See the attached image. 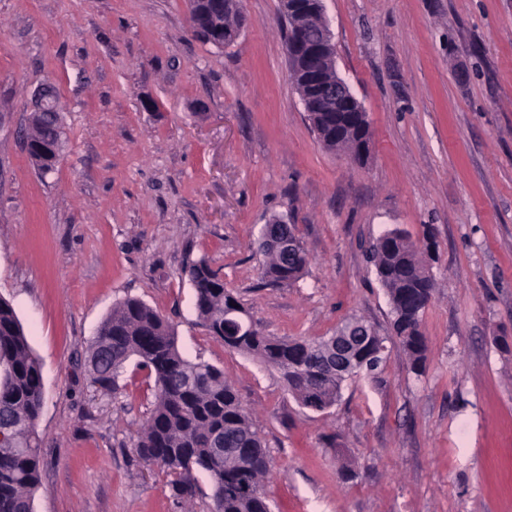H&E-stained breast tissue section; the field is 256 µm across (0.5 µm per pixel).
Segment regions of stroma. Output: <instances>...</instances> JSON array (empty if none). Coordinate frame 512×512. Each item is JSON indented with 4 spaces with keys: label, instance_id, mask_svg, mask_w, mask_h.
Segmentation results:
<instances>
[{
    "label": "stroma",
    "instance_id": "1",
    "mask_svg": "<svg viewBox=\"0 0 512 512\" xmlns=\"http://www.w3.org/2000/svg\"><path fill=\"white\" fill-rule=\"evenodd\" d=\"M243 12L217 46L187 0H0V297L42 367L35 512L213 510L205 472L187 506L137 456L154 401L137 359L118 392L90 376L89 344L128 297L223 369L269 453L271 512H512V0H325L370 122L362 165L313 131L279 0ZM49 87L61 151L45 174L23 134ZM278 217L309 258L288 286L262 278L257 237ZM393 228L434 256L419 375L367 259ZM202 257L264 334L359 318L386 362L304 407L199 322L184 269Z\"/></svg>",
    "mask_w": 512,
    "mask_h": 512
}]
</instances>
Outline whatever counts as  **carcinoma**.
<instances>
[{
	"label": "carcinoma",
	"instance_id": "1",
	"mask_svg": "<svg viewBox=\"0 0 512 512\" xmlns=\"http://www.w3.org/2000/svg\"><path fill=\"white\" fill-rule=\"evenodd\" d=\"M193 2L197 35L210 43L211 33L243 18L242 0H222L218 10L212 0ZM30 128L38 143L57 137L42 121H32ZM263 257V279L274 285L295 283L308 264L302 248L289 265L271 251ZM369 259L388 297L395 335L418 372L427 351L420 317L435 290L432 276L425 274V254L395 228L372 243ZM186 273L195 292L197 318L213 336L224 339V278L204 258L189 265ZM332 341L331 336L279 339L255 329L236 350L277 369L303 405L317 400L324 410L338 401L346 381L372 374L388 357L386 349L368 354L351 375L341 376L316 364ZM134 356L154 378L155 389L153 409L135 444L138 456L173 474L174 496L185 502L196 495L193 471L202 470L213 485L214 512H269L263 485L270 459L224 370L185 359L175 327L145 302L126 298L112 307L91 342L89 364L95 382L118 391L122 370ZM43 399L39 359L13 306L0 297V426L7 428V442L0 444V512H34L40 485L36 420Z\"/></svg>",
	"mask_w": 512,
	"mask_h": 512
}]
</instances>
